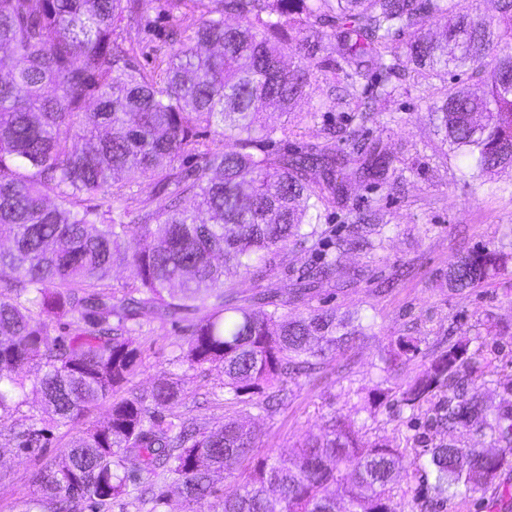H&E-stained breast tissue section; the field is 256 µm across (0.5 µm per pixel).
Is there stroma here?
<instances>
[{
  "mask_svg": "<svg viewBox=\"0 0 512 512\" xmlns=\"http://www.w3.org/2000/svg\"><path fill=\"white\" fill-rule=\"evenodd\" d=\"M440 83L417 75L407 76L400 92L389 101L372 102L369 95L349 97L343 85L329 87L322 77L312 79L305 98L294 110L302 121L289 148L322 142L328 130L357 132L360 138L381 140L398 159L402 180L374 187L352 183L343 204L329 209L323 224L327 241L343 235L356 214L374 210L380 223L389 226L385 247L376 252L357 251L339 256L343 272L366 269V277L345 288L324 284L311 305L373 317L375 333L353 348L325 361L314 378H299L288 385V397L277 409L263 412L224 400L220 370L195 371L179 412L204 419L209 426L225 416L249 411V425L258 433L257 447L243 463L252 468L268 457L290 454L309 433H319L324 417L337 414L365 425L370 439L389 443L404 452L403 478L393 489L402 512H492V504L512 500V466L500 472L496 483L466 497L433 500L427 482L414 461L422 449L452 441L446 428L429 424L426 415H411L396 396L371 400L378 380L381 357L391 339L413 337L419 355L391 374L390 384H406L420 374L435 356L448 333L475 336L483 322L501 327L498 336H487L486 346L495 355L483 377V391L492 402L501 399V383L512 380V265L487 285L463 293L448 286V263L462 251L494 249L512 242V195L489 191L477 196L461 189L468 162L444 154L428 119L427 104ZM371 110L367 122L357 112ZM395 123H387V113ZM319 251L288 245L281 251L271 277L246 274L236 281L240 296L267 289L278 291L292 314L308 306L293 302L292 287L299 272L318 259ZM190 333L185 321H174L158 311L133 336L142 352V365L129 386L151 388L158 375L182 374L174 362L178 345ZM106 408L90 411L78 424L49 427L41 449L27 452L0 438V512H18L21 501L37 491L34 476L46 462L75 437L80 428L104 418Z\"/></svg>",
  "mask_w": 512,
  "mask_h": 512,
  "instance_id": "stroma-1",
  "label": "stroma"
}]
</instances>
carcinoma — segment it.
I'll return each instance as SVG.
<instances>
[{"label": "carcinoma", "mask_w": 512, "mask_h": 512, "mask_svg": "<svg viewBox=\"0 0 512 512\" xmlns=\"http://www.w3.org/2000/svg\"><path fill=\"white\" fill-rule=\"evenodd\" d=\"M150 2L0 0V236L10 242L0 249V425L29 394L41 396L40 417L8 430L16 447L37 448L42 425H73L112 399L104 420L36 474L41 493L20 512H106L145 478L161 481L150 512L167 504L170 485L181 489V512H203L211 497L221 512H338L331 484L347 501L343 512H401L392 489L403 453L339 416L224 491L213 474L257 444L245 422L232 415L213 430L177 413L183 375L114 394L141 364L130 324L161 309L187 319L206 307L177 360L190 370L221 367L224 393L261 394L249 404L263 411L288 397V383L370 335L373 323L359 315L313 307L290 315L273 291L239 303L237 276L272 271L290 243H320L324 212L346 196L350 177L383 184L393 162L381 142L352 135L345 151L334 132L275 151L296 124H265L260 114H290L316 71L342 73L353 95L367 80L383 100L414 71L442 84L429 115L441 145L469 161L464 185L512 191V179L500 182L512 171V0H497L489 18L473 13L472 0H158L171 21L188 10L200 22L147 71L121 31L140 26ZM292 46L300 63L287 68ZM463 68L480 87L448 81ZM146 179L167 192L164 205L129 192ZM384 228L349 225L297 278L295 300L341 279L339 254L384 248ZM117 260L132 271L119 289ZM510 261L512 243L461 254L448 264V285L476 288ZM56 324L70 335H52ZM483 347L479 333L448 342L401 389L412 411L448 391L438 423L460 434L487 430L497 448L427 449L438 498L482 490L512 461V403H488L476 384L490 365ZM417 351L399 337L381 371ZM33 363L42 375L30 380Z\"/></svg>", "instance_id": "cac0c4a2"}]
</instances>
